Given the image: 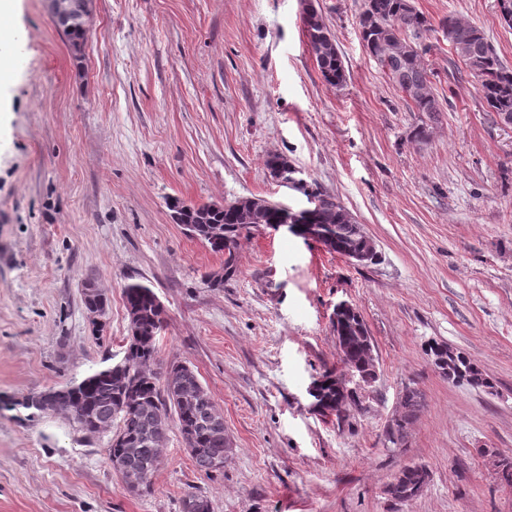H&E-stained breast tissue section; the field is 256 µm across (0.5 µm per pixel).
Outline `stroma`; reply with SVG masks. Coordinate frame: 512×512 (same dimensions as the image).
I'll return each mask as SVG.
<instances>
[{
	"instance_id": "1",
	"label": "stroma",
	"mask_w": 512,
	"mask_h": 512,
	"mask_svg": "<svg viewBox=\"0 0 512 512\" xmlns=\"http://www.w3.org/2000/svg\"><path fill=\"white\" fill-rule=\"evenodd\" d=\"M413 3L434 26L435 122L366 55L361 0H92L78 54L49 0H18L26 40L0 95V398L119 361L122 287L140 280L166 311L160 360L194 369L232 452L201 473L171 430L151 490L131 493L106 459L109 434L2 410L0 512H181L189 492L211 512H512L495 462L512 457V125L439 25L480 27L510 66L512 27L497 0ZM309 5L343 57L341 86L309 50ZM273 154L340 198L375 239V263L263 228L210 286L223 254L186 236L167 202L305 204L269 177ZM88 279L109 298L99 340ZM342 300L366 322L378 379L324 415L306 388L341 366L329 315ZM432 341L471 358L493 391L441 376ZM409 387L424 407L394 445L384 432ZM408 464L425 465L429 484L392 500L385 488Z\"/></svg>"
}]
</instances>
